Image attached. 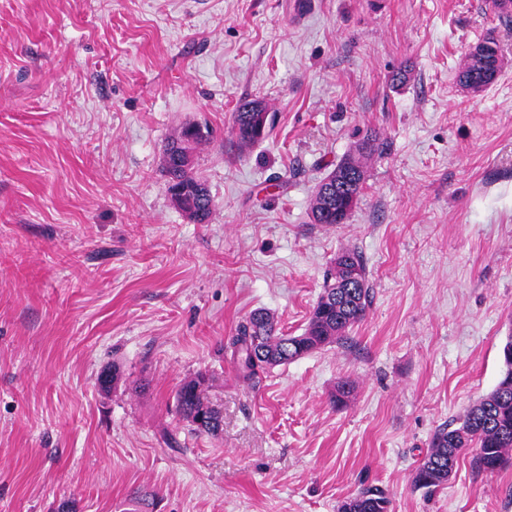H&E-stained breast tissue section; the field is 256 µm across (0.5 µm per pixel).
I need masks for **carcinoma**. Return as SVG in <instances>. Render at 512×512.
Listing matches in <instances>:
<instances>
[{
  "label": "carcinoma",
  "instance_id": "obj_1",
  "mask_svg": "<svg viewBox=\"0 0 512 512\" xmlns=\"http://www.w3.org/2000/svg\"><path fill=\"white\" fill-rule=\"evenodd\" d=\"M503 64L497 44L488 39L478 44L467 56L458 79L487 86L493 83L488 73H500ZM266 109L258 98L244 99L232 117V133L239 151L259 143L251 132L259 118L257 109ZM176 137L163 148V169L171 182H176L192 198L197 214L196 223L208 224L214 213V198L199 177L196 163H179V143ZM383 143L373 133H366L355 150L337 163L320 182L311 201V216L315 224H343L352 213L345 204L348 194L361 197L367 180L366 160L382 152ZM357 272L358 281L352 288L341 284L348 269ZM340 288L331 292L328 284ZM324 288L313 307L304 331L288 335L278 327L274 316L265 309H256L236 328L229 339L233 363L243 377L250 379L268 368L286 365L305 355L348 339L352 328L362 322L373 302L374 288L368 277L362 254L353 247L336 253L323 280ZM502 369L494 388L473 404L460 418L458 426H443L432 436L425 455L417 462L412 482L418 489L432 494L450 480L461 453L475 449L473 467L479 473H495L512 466V337L501 352ZM202 374L183 382L176 391L177 409L182 418L193 422L194 415L203 411L213 425L198 433L216 434L222 426L221 412L204 402ZM390 500L384 490L373 485H361L338 512H389Z\"/></svg>",
  "mask_w": 512,
  "mask_h": 512
}]
</instances>
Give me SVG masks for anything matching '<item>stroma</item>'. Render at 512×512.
Returning a JSON list of instances; mask_svg holds the SVG:
<instances>
[{
  "instance_id": "35a3bbf8",
  "label": "stroma",
  "mask_w": 512,
  "mask_h": 512,
  "mask_svg": "<svg viewBox=\"0 0 512 512\" xmlns=\"http://www.w3.org/2000/svg\"><path fill=\"white\" fill-rule=\"evenodd\" d=\"M489 36L503 68L472 95L457 71ZM244 98L275 121L241 152ZM188 123L214 132L207 224L163 171ZM369 130L357 206L312 223ZM346 246L367 318L240 378L238 323L263 308L300 334ZM511 337L512 22L491 0H314L298 20L293 0H0V512H337L364 483L390 512H512V468L476 472L469 450L437 494L412 484ZM201 372L215 437L175 410ZM259 108L262 110L267 109L263 100L258 98L243 99L238 105L236 112H233L232 133L236 139V145L241 152L265 139L271 131L270 123L265 135L261 139H256L252 134V125L257 122L260 115L255 110Z\"/></svg>"
}]
</instances>
